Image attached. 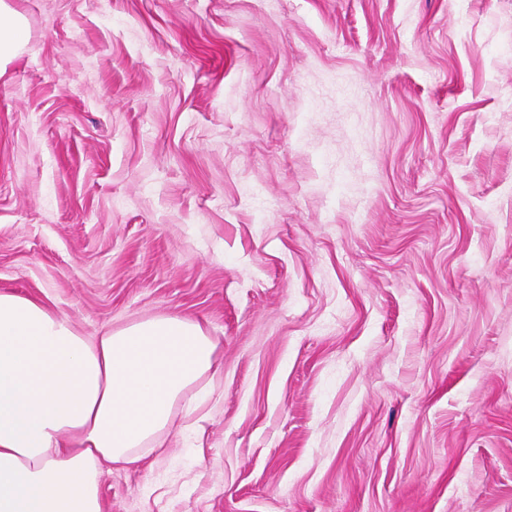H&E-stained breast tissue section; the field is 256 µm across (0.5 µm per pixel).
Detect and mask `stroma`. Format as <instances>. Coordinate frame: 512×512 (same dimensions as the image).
<instances>
[{"instance_id": "1", "label": "stroma", "mask_w": 512, "mask_h": 512, "mask_svg": "<svg viewBox=\"0 0 512 512\" xmlns=\"http://www.w3.org/2000/svg\"><path fill=\"white\" fill-rule=\"evenodd\" d=\"M0 291L217 344L103 512H512V0H5ZM3 2H0V70L23 42L24 31L20 18L12 14Z\"/></svg>"}]
</instances>
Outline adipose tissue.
I'll return each mask as SVG.
<instances>
[{
    "mask_svg": "<svg viewBox=\"0 0 512 512\" xmlns=\"http://www.w3.org/2000/svg\"><path fill=\"white\" fill-rule=\"evenodd\" d=\"M199 323L160 317L79 334L0 292V512H102L100 479L160 447L176 407L216 372Z\"/></svg>",
    "mask_w": 512,
    "mask_h": 512,
    "instance_id": "ef3b65f1",
    "label": "adipose tissue"
}]
</instances>
